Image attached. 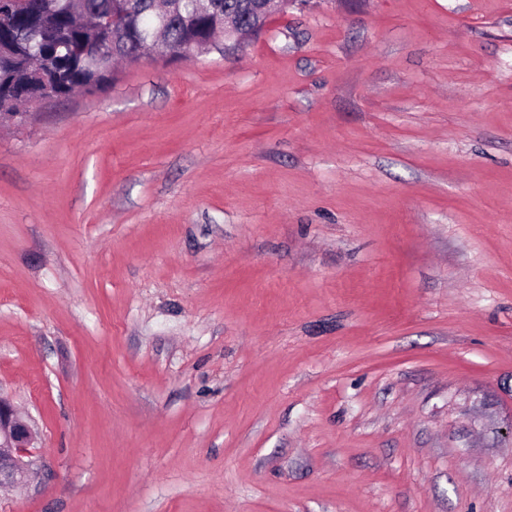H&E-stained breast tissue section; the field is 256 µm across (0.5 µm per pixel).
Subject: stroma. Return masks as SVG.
<instances>
[{
  "mask_svg": "<svg viewBox=\"0 0 512 512\" xmlns=\"http://www.w3.org/2000/svg\"><path fill=\"white\" fill-rule=\"evenodd\" d=\"M0 512H512V0H304L0 128ZM34 441L29 421L0 397V487L27 484L36 464Z\"/></svg>",
  "mask_w": 512,
  "mask_h": 512,
  "instance_id": "obj_1",
  "label": "stroma"
}]
</instances>
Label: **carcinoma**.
Instances as JSON below:
<instances>
[{
    "label": "carcinoma",
    "mask_w": 512,
    "mask_h": 512,
    "mask_svg": "<svg viewBox=\"0 0 512 512\" xmlns=\"http://www.w3.org/2000/svg\"><path fill=\"white\" fill-rule=\"evenodd\" d=\"M71 0H26L14 12L0 0V47L11 59H0V113L15 112L20 93L40 81L63 97L76 91L90 94L112 75V61L153 46L147 31L159 6H167L170 22L161 42L172 59H183L197 42L217 35L216 27L233 25L240 41L257 36L267 15L253 0H214L213 10L201 14L194 0H85L86 8L74 15ZM114 21L116 28L92 24L94 15ZM94 43L103 55L86 59L77 48Z\"/></svg>",
    "instance_id": "carcinoma-1"
}]
</instances>
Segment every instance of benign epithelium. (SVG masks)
Instances as JSON below:
<instances>
[{
    "label": "benign epithelium",
    "instance_id": "benign-epithelium-1",
    "mask_svg": "<svg viewBox=\"0 0 512 512\" xmlns=\"http://www.w3.org/2000/svg\"><path fill=\"white\" fill-rule=\"evenodd\" d=\"M35 434L29 421L0 398V487L24 485L35 466Z\"/></svg>",
    "mask_w": 512,
    "mask_h": 512
}]
</instances>
